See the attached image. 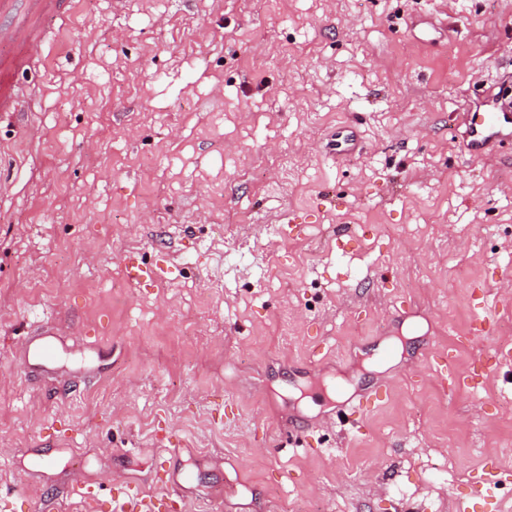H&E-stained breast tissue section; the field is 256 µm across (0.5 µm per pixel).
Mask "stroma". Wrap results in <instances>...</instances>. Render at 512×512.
Returning a JSON list of instances; mask_svg holds the SVG:
<instances>
[{
    "label": "stroma",
    "instance_id": "obj_1",
    "mask_svg": "<svg viewBox=\"0 0 512 512\" xmlns=\"http://www.w3.org/2000/svg\"><path fill=\"white\" fill-rule=\"evenodd\" d=\"M52 29L0 112L13 512L155 491L167 446L187 512H460L512 470V124L480 159L460 124L512 100V0H73Z\"/></svg>",
    "mask_w": 512,
    "mask_h": 512
}]
</instances>
